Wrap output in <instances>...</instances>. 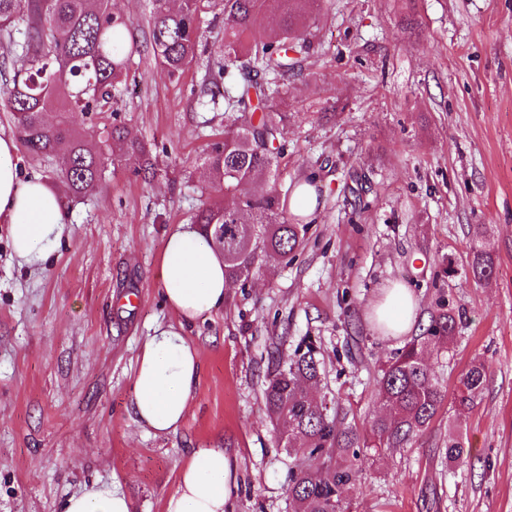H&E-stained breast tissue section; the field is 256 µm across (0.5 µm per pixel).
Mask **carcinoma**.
<instances>
[{"mask_svg": "<svg viewBox=\"0 0 512 512\" xmlns=\"http://www.w3.org/2000/svg\"><path fill=\"white\" fill-rule=\"evenodd\" d=\"M152 0L150 44L156 63L177 80L196 58L205 38L204 15L219 12L224 24V63L218 74L235 70L240 87L224 94V139L208 145L201 157L217 199L202 205L194 223L224 256V276L244 288L259 263L290 261L306 240L309 225L288 210L294 188L277 184L284 154L288 112L266 105L282 94L285 81L304 71L299 41H309L319 0ZM262 16L267 25L255 27ZM133 23L118 0H0V33L15 43L12 75L0 86V110L11 115L25 152L57 162L54 176L73 196L96 189L116 155L135 175L149 177L150 150L124 126L106 128L103 145L90 147L78 120H92L116 103L140 45ZM49 112L58 115L47 123ZM484 225L474 227L473 277L486 279L493 261L482 245ZM459 320L446 305L432 316L425 335L405 345L377 380L378 401L390 410L363 432L336 422L317 402L318 352L313 343L297 349L266 376L264 406L275 423L278 444L319 453L316 471L300 465L288 472V496L296 512H349L345 492L353 484V460L362 448H403L422 434L437 415L446 391L423 353L448 342ZM485 381L482 364L472 361L459 381L455 406L473 407ZM464 443L448 426L446 458L458 463Z\"/></svg>", "mask_w": 512, "mask_h": 512, "instance_id": "carcinoma-1", "label": "carcinoma"}]
</instances>
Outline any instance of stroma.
I'll return each mask as SVG.
<instances>
[{
    "label": "stroma",
    "instance_id": "stroma-1",
    "mask_svg": "<svg viewBox=\"0 0 512 512\" xmlns=\"http://www.w3.org/2000/svg\"><path fill=\"white\" fill-rule=\"evenodd\" d=\"M206 40L175 81L144 53L119 116L80 127L97 146L120 119L149 145L151 181L111 164L66 203L63 239L36 269L0 224V512H62L95 482L133 512H164L196 448L235 458L230 512H295L288 470L306 458L278 444L266 376L309 336L318 399L360 430L384 415L374 386L407 339L378 333L368 308L392 282L417 298L414 335L439 303L461 314L453 343L424 353L449 397L412 445L363 449L349 512H512V0H324L310 76L289 81L279 161L281 185L315 178L320 208L292 262L263 263L224 311L184 326L199 382L184 423L156 436L131 389L147 337L179 323L156 271L167 233L209 198L199 157L224 135L223 104L203 94L222 23ZM476 224L494 261L486 280L470 272ZM475 360L486 382L461 411L452 396ZM452 426L466 462L445 458Z\"/></svg>",
    "mask_w": 512,
    "mask_h": 512
}]
</instances>
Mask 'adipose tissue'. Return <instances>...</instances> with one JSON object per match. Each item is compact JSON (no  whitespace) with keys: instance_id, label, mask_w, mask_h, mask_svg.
<instances>
[{"instance_id":"ef3b65f1","label":"adipose tissue","mask_w":512,"mask_h":512,"mask_svg":"<svg viewBox=\"0 0 512 512\" xmlns=\"http://www.w3.org/2000/svg\"><path fill=\"white\" fill-rule=\"evenodd\" d=\"M0 223L8 225L11 248L21 263L37 266L57 247L65 225L61 192L21 172L12 137L0 135ZM158 279L166 305L181 324L224 309L231 284L224 279V258L200 228L175 225L168 233ZM415 296L393 283L371 305L369 318L386 336L408 333L416 320ZM180 324V326H181ZM180 326H156L138 355L131 407L154 435L175 431L186 419L200 363L196 348ZM236 464L221 448H197L185 459L164 512H227ZM63 512H133L120 490L91 485L71 495Z\"/></svg>"}]
</instances>
